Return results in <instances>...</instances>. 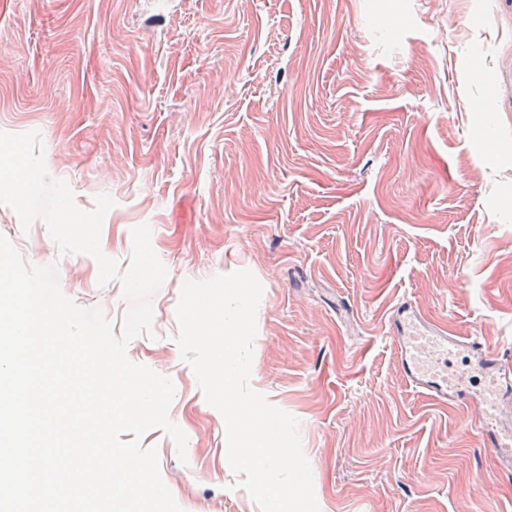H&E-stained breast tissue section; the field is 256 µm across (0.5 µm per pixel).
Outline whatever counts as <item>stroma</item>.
Wrapping results in <instances>:
<instances>
[{
  "label": "stroma",
  "mask_w": 512,
  "mask_h": 512,
  "mask_svg": "<svg viewBox=\"0 0 512 512\" xmlns=\"http://www.w3.org/2000/svg\"><path fill=\"white\" fill-rule=\"evenodd\" d=\"M512 9L503 0H6L0 132H39L49 175L127 271L149 225L167 275L126 355L170 378L161 476L182 512H261L176 338L184 282L263 287L251 388L300 422L320 512H512L469 408L413 391L386 327L400 297L512 359ZM26 266L121 328L119 283L0 204Z\"/></svg>",
  "instance_id": "35a3bbf8"
}]
</instances>
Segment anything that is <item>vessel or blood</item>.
I'll return each instance as SVG.
<instances>
[{"mask_svg":"<svg viewBox=\"0 0 512 512\" xmlns=\"http://www.w3.org/2000/svg\"><path fill=\"white\" fill-rule=\"evenodd\" d=\"M387 324L406 383L435 402L469 406L500 466L512 467V424L495 415L512 407V361L490 353L478 337L453 335L406 298L391 306Z\"/></svg>","mask_w":512,"mask_h":512,"instance_id":"1","label":"vessel or blood"}]
</instances>
